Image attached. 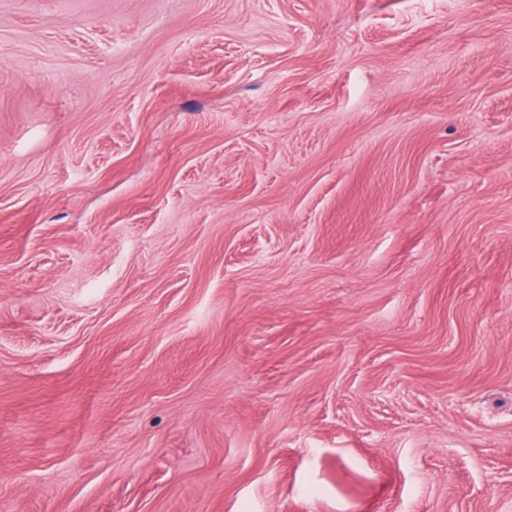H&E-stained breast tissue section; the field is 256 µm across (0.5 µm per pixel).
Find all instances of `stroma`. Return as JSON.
<instances>
[{
	"label": "stroma",
	"instance_id": "obj_1",
	"mask_svg": "<svg viewBox=\"0 0 512 512\" xmlns=\"http://www.w3.org/2000/svg\"><path fill=\"white\" fill-rule=\"evenodd\" d=\"M0 512H512V0H0Z\"/></svg>",
	"mask_w": 512,
	"mask_h": 512
}]
</instances>
